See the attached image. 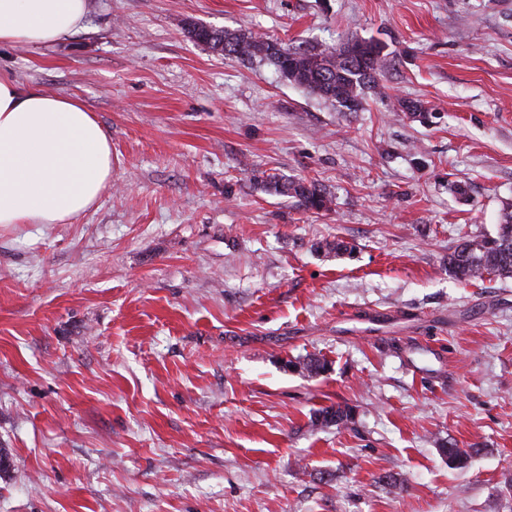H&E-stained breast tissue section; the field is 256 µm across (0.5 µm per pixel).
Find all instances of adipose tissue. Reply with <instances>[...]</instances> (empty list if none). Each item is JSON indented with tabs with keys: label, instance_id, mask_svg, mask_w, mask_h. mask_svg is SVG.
Instances as JSON below:
<instances>
[{
	"label": "adipose tissue",
	"instance_id": "adipose-tissue-1",
	"mask_svg": "<svg viewBox=\"0 0 512 512\" xmlns=\"http://www.w3.org/2000/svg\"><path fill=\"white\" fill-rule=\"evenodd\" d=\"M88 12V0H0V45H54ZM111 176V142L83 101L0 73V225L67 223Z\"/></svg>",
	"mask_w": 512,
	"mask_h": 512
}]
</instances>
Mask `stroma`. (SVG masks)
Here are the masks:
<instances>
[{"mask_svg": "<svg viewBox=\"0 0 512 512\" xmlns=\"http://www.w3.org/2000/svg\"><path fill=\"white\" fill-rule=\"evenodd\" d=\"M191 23L380 42V89L339 111ZM0 72L112 143L93 208L0 226V512H512V278L447 265L512 204V0H90ZM253 179L265 191L293 198L307 210L327 209L328 195L319 183L306 179H290L266 172L253 174ZM353 418L352 409L348 405L337 403L319 409L311 420L312 426H339Z\"/></svg>", "mask_w": 512, "mask_h": 512, "instance_id": "obj_1", "label": "stroma"}]
</instances>
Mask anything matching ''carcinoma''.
Listing matches in <instances>:
<instances>
[{
  "label": "carcinoma",
  "instance_id": "1",
  "mask_svg": "<svg viewBox=\"0 0 512 512\" xmlns=\"http://www.w3.org/2000/svg\"><path fill=\"white\" fill-rule=\"evenodd\" d=\"M188 34L194 41L226 56L243 61L267 60L290 82L349 112L361 109L367 94L376 92L385 67L383 47L375 41L366 42L375 52L368 55L360 52L353 56L351 50L359 45L357 41L321 49L284 46L251 33H232L203 25L192 27ZM253 179L265 191L292 198L307 210L327 208L328 195L315 181L265 172L254 174ZM315 248L338 256L351 252L341 239L317 242ZM448 272L465 283L482 281L488 276L512 277L511 205L503 209L495 235L468 237L448 248ZM289 366L303 376L313 377L326 371L328 363L314 355L291 362ZM352 418V409L338 403L318 410L311 423L314 426H339ZM439 451L447 459L454 458L457 468L465 466L470 458V452L449 441L440 443Z\"/></svg>",
  "mask_w": 512,
  "mask_h": 512
}]
</instances>
